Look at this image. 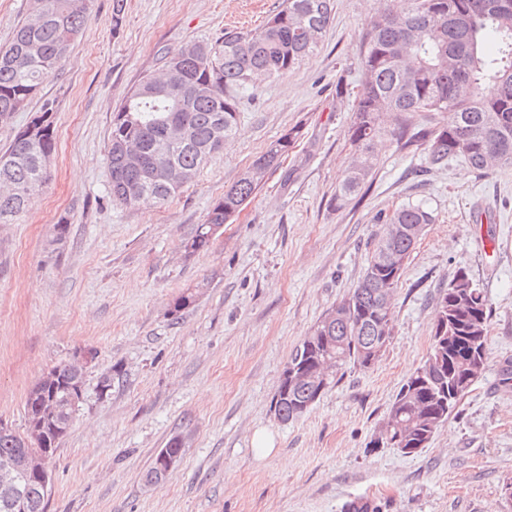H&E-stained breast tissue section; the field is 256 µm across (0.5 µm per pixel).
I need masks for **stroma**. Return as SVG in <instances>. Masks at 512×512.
<instances>
[{
  "label": "stroma",
  "mask_w": 512,
  "mask_h": 512,
  "mask_svg": "<svg viewBox=\"0 0 512 512\" xmlns=\"http://www.w3.org/2000/svg\"><path fill=\"white\" fill-rule=\"evenodd\" d=\"M280 0H93L58 75L0 125V148L44 102L58 147L28 211L0 224V420L26 426L25 398L43 372L84 349V397L49 462L47 512H342L361 495L382 512H512V167H429L393 137L356 201L331 200L350 163L347 131L361 84V34L395 0H336L314 54L275 81L240 89L236 135L162 205L109 193L112 114L165 55L263 25ZM302 136L209 250L185 241L226 187L274 139ZM425 202L426 227L392 295L394 330L368 369L348 368L301 417L271 408L293 350L354 288L377 219ZM68 233L56 240L54 226ZM465 270L491 304L488 362L426 448L369 451L403 383L432 343L435 298ZM194 303L173 313L183 292ZM124 381L98 382L113 367ZM183 455L146 484L174 435Z\"/></svg>",
  "instance_id": "35a3bbf8"
}]
</instances>
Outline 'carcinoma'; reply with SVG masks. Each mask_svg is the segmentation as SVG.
Returning a JSON list of instances; mask_svg holds the SVG:
<instances>
[{"instance_id": "carcinoma-1", "label": "carcinoma", "mask_w": 512, "mask_h": 512, "mask_svg": "<svg viewBox=\"0 0 512 512\" xmlns=\"http://www.w3.org/2000/svg\"><path fill=\"white\" fill-rule=\"evenodd\" d=\"M74 0H29L24 19L14 28L8 44L0 47V123L8 122L38 92L42 83L61 67L71 44L80 34L92 0L77 11ZM498 0H409L396 12L383 10L368 21L362 34L361 91L348 131L352 160L342 174L332 205L339 210L359 194L375 166V142L385 132L384 118L395 112L400 123L391 135L403 148L426 150L431 168L460 157L475 171L512 166V11L504 12ZM334 0H282L264 24L250 33L224 31L218 45L191 41L166 55L162 74L149 76L129 93L113 113L106 155L112 201L126 206L163 204L184 184H151L149 170L164 163L196 175L200 165L224 148L236 132L239 102L236 91L253 79H273L308 58L319 42H309L305 31L323 38L330 23ZM40 21L32 22V14ZM53 106L46 104L18 130L0 152V224L25 212L34 193L48 179L44 159L56 152ZM452 112L451 126L419 125L421 113ZM187 123L195 141L173 146L166 127ZM300 129L294 127L272 141L248 171L224 189L204 223L197 225L184 248L189 254L209 249L214 236L248 205L294 145ZM135 140L143 166L125 168L118 149ZM432 211L423 202L408 203L382 217V228L373 239L367 266L356 286L333 311L323 315L295 349L289 363L308 371L327 358L336 370L348 365L363 369L372 344L384 336L387 348L393 317L387 299L398 287L404 268L392 267L393 253L410 256L418 236L414 226L433 223ZM436 306L431 349L424 365L402 386L388 420L405 424L396 443L411 456L419 444L431 442L468 391L470 378L479 377L488 359L491 315L483 288L459 270L441 290ZM327 337L326 343L317 337ZM51 380L38 379L25 403L27 421L42 426L59 441L73 422L72 398L84 389V371L73 363L50 368ZM331 380L320 388L308 381L288 384L274 398L273 411L283 421L295 419L320 399ZM54 401L55 411L42 413L43 397ZM21 439L0 433V461L18 457ZM22 491L27 512H46L48 499L31 478ZM343 512H381L368 498L347 502Z\"/></svg>"}]
</instances>
